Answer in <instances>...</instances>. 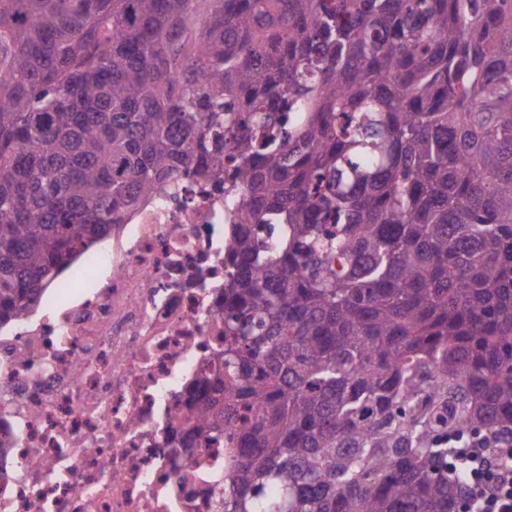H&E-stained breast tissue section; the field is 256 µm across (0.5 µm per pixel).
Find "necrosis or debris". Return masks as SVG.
<instances>
[{
	"instance_id": "4bbe7bcc",
	"label": "necrosis or debris",
	"mask_w": 512,
	"mask_h": 512,
	"mask_svg": "<svg viewBox=\"0 0 512 512\" xmlns=\"http://www.w3.org/2000/svg\"><path fill=\"white\" fill-rule=\"evenodd\" d=\"M234 207L186 179L123 214L0 327V512H218L233 451L189 434L224 350Z\"/></svg>"
}]
</instances>
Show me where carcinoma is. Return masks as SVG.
Returning <instances> with one entry per match:
<instances>
[{
    "label": "carcinoma",
    "instance_id": "1",
    "mask_svg": "<svg viewBox=\"0 0 512 512\" xmlns=\"http://www.w3.org/2000/svg\"><path fill=\"white\" fill-rule=\"evenodd\" d=\"M179 176L240 200L220 512H457L512 446V0H0L1 323Z\"/></svg>",
    "mask_w": 512,
    "mask_h": 512
}]
</instances>
